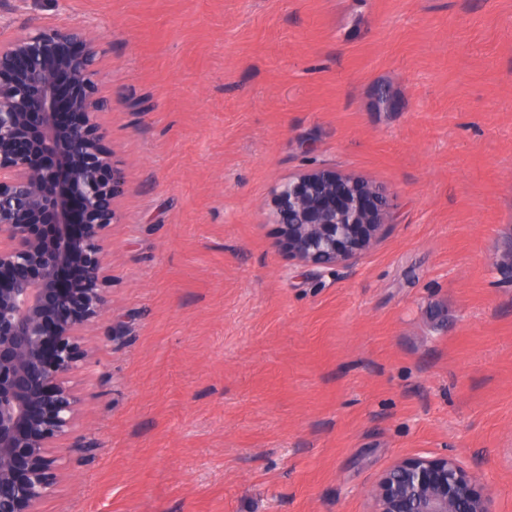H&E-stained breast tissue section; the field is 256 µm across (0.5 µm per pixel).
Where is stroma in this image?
I'll use <instances>...</instances> for the list:
<instances>
[{"mask_svg":"<svg viewBox=\"0 0 512 512\" xmlns=\"http://www.w3.org/2000/svg\"><path fill=\"white\" fill-rule=\"evenodd\" d=\"M37 22L96 35L126 176L41 512H371L438 454L512 512V0H0ZM316 164L394 195L319 279L269 217Z\"/></svg>","mask_w":512,"mask_h":512,"instance_id":"1","label":"stroma"}]
</instances>
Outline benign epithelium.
Wrapping results in <instances>:
<instances>
[{"mask_svg": "<svg viewBox=\"0 0 512 512\" xmlns=\"http://www.w3.org/2000/svg\"><path fill=\"white\" fill-rule=\"evenodd\" d=\"M96 57L78 24L0 41V512H37L52 489L63 469L53 448L81 414L67 378L112 309L108 227L125 181L97 120ZM391 197L318 165L282 182L270 210L292 258L320 278L378 242ZM492 267L511 276L512 248ZM371 498L372 512H494L491 490L448 455L401 459Z\"/></svg>", "mask_w": 512, "mask_h": 512, "instance_id": "obj_1", "label": "benign epithelium"}]
</instances>
